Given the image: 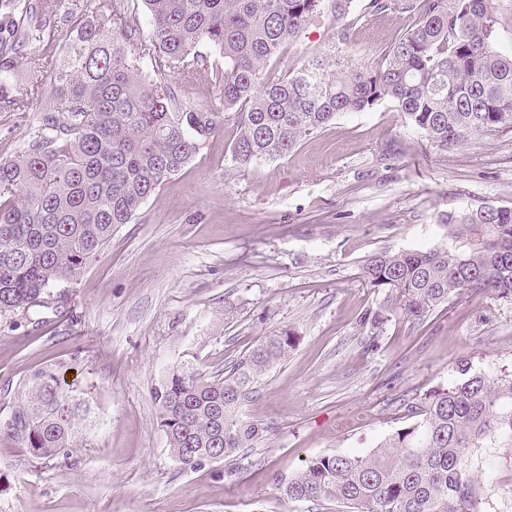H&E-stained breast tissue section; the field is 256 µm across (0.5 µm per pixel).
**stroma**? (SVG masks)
Returning <instances> with one entry per match:
<instances>
[{
  "label": "stroma",
  "instance_id": "1",
  "mask_svg": "<svg viewBox=\"0 0 512 512\" xmlns=\"http://www.w3.org/2000/svg\"><path fill=\"white\" fill-rule=\"evenodd\" d=\"M55 31L21 54H62L73 17L113 6L150 26L141 0H20ZM413 24L398 12L353 25L346 56L377 60ZM337 40L314 23L263 69L273 78ZM37 113L0 110V160L14 158ZM234 127L201 141L194 160L120 227L74 284L64 308L0 316V405L47 361L93 382L95 421L72 457L33 459L0 436V512H337L291 502L279 482L318 455L362 454L403 426L404 407L453 386L461 366L512 370V297L464 292L423 321L396 313L376 351L359 323L383 297L364 282L380 252L448 243L443 217L512 207V131L440 151L393 104L346 112L287 157L233 169ZM296 343L244 401L266 427L251 448L189 468L171 454L152 391L173 368L221 378L272 333ZM479 512H512V447L469 453Z\"/></svg>",
  "mask_w": 512,
  "mask_h": 512
}]
</instances>
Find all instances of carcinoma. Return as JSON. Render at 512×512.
Returning <instances> with one entry per match:
<instances>
[{"label":"carcinoma","instance_id":"carcinoma-1","mask_svg":"<svg viewBox=\"0 0 512 512\" xmlns=\"http://www.w3.org/2000/svg\"><path fill=\"white\" fill-rule=\"evenodd\" d=\"M142 2L149 38L118 8L76 19L61 57L27 59V87L39 99L0 81V110L40 112L21 155L0 160V316L51 308L59 297L50 288L77 281L221 123L236 128L231 161L239 169L284 158L339 114L386 101L440 151L512 128V55L495 48L496 0H367L369 13L416 16L381 59L349 64L333 52L265 82L261 67L322 18L346 42L357 0ZM18 13V0H0V75L17 68ZM203 43L224 57L221 106L205 110L180 105L171 84L175 75L212 72ZM445 224L454 245L385 251L364 266L366 285L384 294L360 317L370 347L398 311L420 321L471 288L512 296V208L462 209ZM294 346L286 329L267 336L224 379L172 370L153 398L173 457L197 468L257 443L267 429L240 419V405ZM62 368L51 361L30 372L0 419V434L35 459L87 446L91 387L67 383ZM461 375L406 404L409 423L369 452L308 460L281 483L284 494L348 512H476L466 449L512 447V372Z\"/></svg>","mask_w":512,"mask_h":512}]
</instances>
